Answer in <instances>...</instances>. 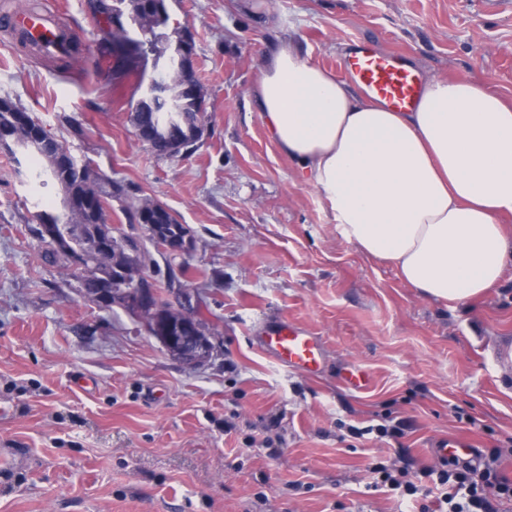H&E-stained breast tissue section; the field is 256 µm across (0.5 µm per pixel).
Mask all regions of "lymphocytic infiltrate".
I'll list each match as a JSON object with an SVG mask.
<instances>
[{"mask_svg":"<svg viewBox=\"0 0 512 512\" xmlns=\"http://www.w3.org/2000/svg\"><path fill=\"white\" fill-rule=\"evenodd\" d=\"M512 436L502 445L472 449L464 457L451 456L437 465L412 470L410 463L376 459L370 469V486L383 489L399 500L411 501L417 512H504L512 502V480L501 473ZM436 493L435 505L424 501Z\"/></svg>","mask_w":512,"mask_h":512,"instance_id":"obj_1","label":"lymphocytic infiltrate"}]
</instances>
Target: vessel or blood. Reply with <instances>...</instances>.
<instances>
[{
    "label": "vessel or blood",
    "mask_w": 512,
    "mask_h": 512,
    "mask_svg": "<svg viewBox=\"0 0 512 512\" xmlns=\"http://www.w3.org/2000/svg\"><path fill=\"white\" fill-rule=\"evenodd\" d=\"M11 33L24 41L30 52L44 57L63 53L75 36L72 28L58 22L55 13L27 8L12 11ZM343 69L366 96L395 112L413 108L422 91L423 83L416 71L362 39H351ZM258 345L284 368L306 375L318 374L322 369L324 350L320 339L281 318L267 321Z\"/></svg>",
    "instance_id": "1"
}]
</instances>
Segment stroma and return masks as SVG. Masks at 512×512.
I'll use <instances>...</instances> for the list:
<instances>
[{"mask_svg": "<svg viewBox=\"0 0 512 512\" xmlns=\"http://www.w3.org/2000/svg\"><path fill=\"white\" fill-rule=\"evenodd\" d=\"M23 2L0 0V100L119 186L122 232L147 243L126 212L144 198L190 230L192 251L157 255L151 277L174 305L180 285L194 288L222 354L187 367L44 263L29 222L38 203L60 211L64 192L38 189L0 150V512H410L368 489L373 456L419 469L440 440L489 448L512 436L496 356L512 337V280L458 308L418 296L340 236L251 99L269 46L293 42L337 73L358 36L422 77L487 82L511 101L512 13L478 0H167L171 27L193 33L207 106L196 150L170 158L130 122L134 81L103 77L86 0H37L79 33L62 62L12 43L6 10ZM271 317L321 337L320 376L259 350ZM352 365L369 373L366 390L338 383ZM387 414L410 420L400 440L349 436Z\"/></svg>", "mask_w": 512, "mask_h": 512, "instance_id": "35a3bbf8", "label": "stroma"}]
</instances>
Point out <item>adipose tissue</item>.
<instances>
[{
    "instance_id": "adipose-tissue-1",
    "label": "adipose tissue",
    "mask_w": 512,
    "mask_h": 512,
    "mask_svg": "<svg viewBox=\"0 0 512 512\" xmlns=\"http://www.w3.org/2000/svg\"><path fill=\"white\" fill-rule=\"evenodd\" d=\"M252 96L343 239L418 295L460 306L512 274V105L500 95L433 77L412 111L394 112L282 42Z\"/></svg>"
}]
</instances>
